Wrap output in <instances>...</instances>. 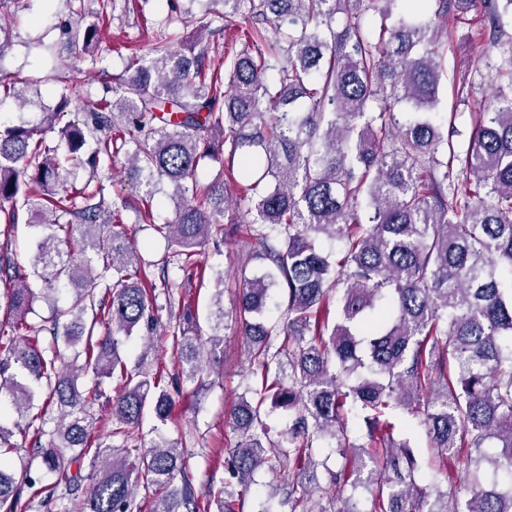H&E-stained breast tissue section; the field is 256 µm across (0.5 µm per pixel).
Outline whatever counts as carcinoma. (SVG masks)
Listing matches in <instances>:
<instances>
[{"label":"carcinoma","instance_id":"1","mask_svg":"<svg viewBox=\"0 0 512 512\" xmlns=\"http://www.w3.org/2000/svg\"><path fill=\"white\" fill-rule=\"evenodd\" d=\"M74 2L66 0L72 19L59 25L63 43L89 54L113 3L99 0L87 13ZM220 2L216 18L248 21L229 78L204 44L211 22L169 0L178 28L159 30L152 59L132 52L123 73L98 70L102 93L56 140L48 132L85 96L60 52L34 45L57 85L54 111L36 120L22 109L40 78L0 68V104L11 99L20 109L12 122L0 121V235L12 236L21 211L37 229L28 265L0 251L12 313L9 338L0 328V395L41 470L56 477L44 485L25 474L24 500L0 465V512H40L80 494L83 512H135L140 483L155 491L150 512H211L213 504L243 512L264 466L287 472L291 512H330L304 483L326 440L343 458L331 472L336 492H366L336 512H512V281L504 282L512 273V95L499 91L476 113L458 153L447 115L435 111L443 69L427 0H407L392 24L394 0ZM435 2L436 16L480 2L495 28L512 14V0ZM11 3L19 0H0V37L15 23ZM371 11L380 16L374 39L361 24ZM120 145L143 187L133 202L112 197L95 174ZM221 151L246 183V243L267 267L240 269L230 312L224 275L216 274L213 333L205 338L190 297L169 291L171 261L155 274L127 241L124 212L168 240L187 277L204 280L201 246L240 223L224 175L205 186L196 180L200 162ZM86 165L92 173L78 187L76 171ZM160 180L173 187L174 210L158 223ZM323 238L336 251H325ZM63 287L70 299L60 307ZM159 288L180 311L169 332L186 377L200 376L224 351L228 318L247 351L229 418L237 442L224 481L209 484L203 501L189 481L174 485L184 459L161 433L173 422L172 380L152 363L130 371L121 356L133 331L152 336ZM274 293L283 305L278 320L268 316ZM333 298L339 319L331 324ZM40 300L50 315L33 323ZM46 333L73 357L48 351ZM107 379L120 388L112 435L128 447L118 453L96 431ZM267 403L294 414L281 444L267 442ZM420 406L434 467L450 483L444 492L416 482L417 458L397 438L393 411L413 415ZM355 410L362 444L349 429ZM147 411L157 435L143 448L134 428ZM460 448L471 449L462 490L451 475ZM87 457L93 472L72 473ZM501 474L510 485L499 486Z\"/></svg>","mask_w":512,"mask_h":512}]
</instances>
